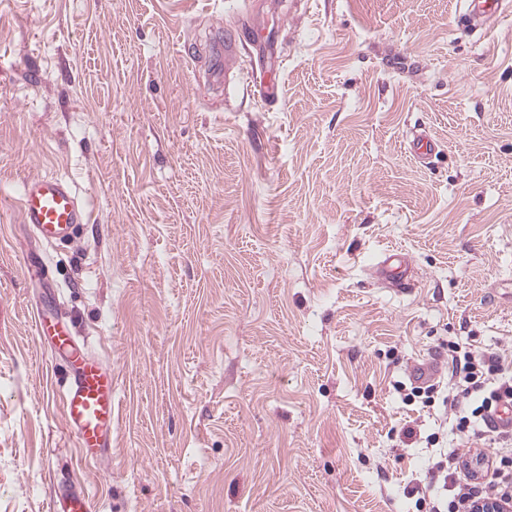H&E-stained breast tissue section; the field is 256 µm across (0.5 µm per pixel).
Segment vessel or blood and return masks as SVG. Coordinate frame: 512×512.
Instances as JSON below:
<instances>
[{
    "mask_svg": "<svg viewBox=\"0 0 512 512\" xmlns=\"http://www.w3.org/2000/svg\"><path fill=\"white\" fill-rule=\"evenodd\" d=\"M507 0H463L461 12L473 28L490 33L499 15L511 9ZM279 76L267 69L265 76L251 82L252 93L262 100H278ZM23 223L31 225L48 242L71 239L87 212L71 187L48 177L29 179L24 184L20 203ZM381 282L399 288L409 284L412 267L406 255L388 253L373 269ZM34 330L48 340L53 349L63 352L70 378L63 396V415L67 429L74 433L82 458H89L108 447L112 440V369L102 359L74 339L67 322L60 316L37 314ZM50 512H91L87 494L65 487L52 499Z\"/></svg>",
    "mask_w": 512,
    "mask_h": 512,
    "instance_id": "obj_1",
    "label": "vessel or blood"
}]
</instances>
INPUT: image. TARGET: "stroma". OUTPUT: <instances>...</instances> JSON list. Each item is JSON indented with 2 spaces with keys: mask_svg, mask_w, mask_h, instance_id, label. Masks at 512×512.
Here are the masks:
<instances>
[{
  "mask_svg": "<svg viewBox=\"0 0 512 512\" xmlns=\"http://www.w3.org/2000/svg\"><path fill=\"white\" fill-rule=\"evenodd\" d=\"M38 176L87 211L70 243L21 220ZM38 308L112 367L98 462ZM446 340L512 357V11L483 36L457 0H0V512L70 482L95 512H418L428 434L491 452L393 388ZM252 81L248 82L247 87L250 86V91L262 100L268 103H276L278 101V87H279V74L274 69H267L266 75L259 81L254 80L253 65L250 71ZM251 83V84H250ZM375 276L392 287L409 284L412 267L407 256L401 252H389L374 268Z\"/></svg>",
  "mask_w": 512,
  "mask_h": 512,
  "instance_id": "obj_1",
  "label": "stroma"
}]
</instances>
